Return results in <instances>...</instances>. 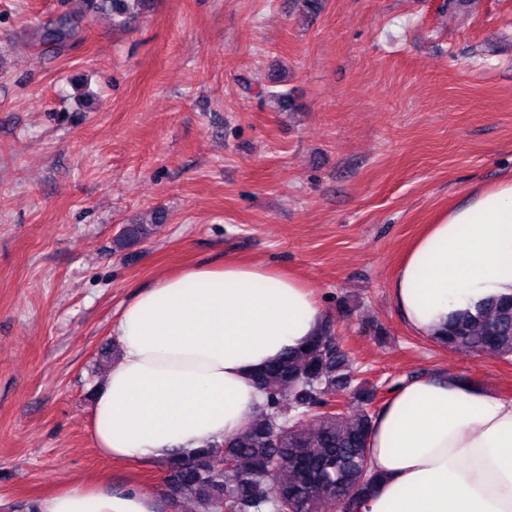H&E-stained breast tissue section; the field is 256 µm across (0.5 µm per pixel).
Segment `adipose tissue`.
Listing matches in <instances>:
<instances>
[{"mask_svg":"<svg viewBox=\"0 0 512 512\" xmlns=\"http://www.w3.org/2000/svg\"><path fill=\"white\" fill-rule=\"evenodd\" d=\"M418 337L512 294V178L471 192L428 225L391 281ZM324 323L311 287L262 263L210 261L139 287L112 330L120 354L97 388L92 437L108 459L158 462L243 429L257 373L305 347ZM379 479L361 512H512V397L462 375L406 378L369 439ZM160 497L86 480L35 512H161Z\"/></svg>","mask_w":512,"mask_h":512,"instance_id":"adipose-tissue-1","label":"adipose tissue"}]
</instances>
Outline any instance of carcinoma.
I'll list each match as a JSON object with an SVG mask.
<instances>
[{
	"label": "carcinoma",
	"instance_id": "obj_1",
	"mask_svg": "<svg viewBox=\"0 0 512 512\" xmlns=\"http://www.w3.org/2000/svg\"><path fill=\"white\" fill-rule=\"evenodd\" d=\"M138 0H90L124 25ZM78 33L76 18L58 16L46 41L63 44ZM163 216L135 222L113 239L114 251L149 240ZM433 343L512 359V296L489 298L476 313L460 311ZM263 401L240 432L201 449L177 450L161 463L164 493L194 500L197 512H358L377 476L367 440L377 389L359 378L330 327L302 350L288 352L256 377ZM341 392L358 409L350 416L325 408Z\"/></svg>",
	"mask_w": 512,
	"mask_h": 512
}]
</instances>
